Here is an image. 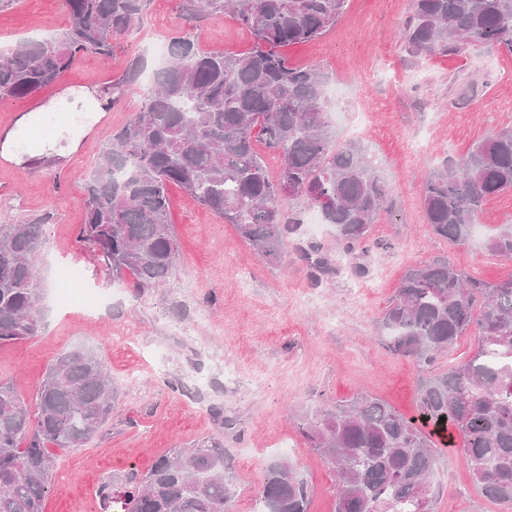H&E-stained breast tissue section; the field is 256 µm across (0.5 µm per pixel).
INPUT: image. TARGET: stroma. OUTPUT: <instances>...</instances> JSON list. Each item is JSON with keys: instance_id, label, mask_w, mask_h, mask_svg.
Returning a JSON list of instances; mask_svg holds the SVG:
<instances>
[{"instance_id": "obj_1", "label": "stroma", "mask_w": 512, "mask_h": 512, "mask_svg": "<svg viewBox=\"0 0 512 512\" xmlns=\"http://www.w3.org/2000/svg\"><path fill=\"white\" fill-rule=\"evenodd\" d=\"M182 0H152L140 28L121 40L111 59L85 53L41 102L68 88L100 94L140 57L151 74L156 42L196 30L202 49L240 53L250 35L233 16L193 28ZM410 0H348L322 38L288 47L292 64L315 65L327 76L325 98L338 134L366 149L390 194V212L372 229L379 249L364 259L381 285L353 295L346 274L314 285L293 245L280 258L259 257L234 225L184 189H169L171 220L182 257L166 284L137 290L96 269L77 239L84 218L80 173L98 156L104 136L80 140L64 169L31 174L0 170V224H22L43 212L45 247L37 263L44 324L37 336L0 348V379L12 380L26 404L54 358L80 345L95 348L112 377V417L82 448H52L45 512H98L94 493L106 477L147 471L172 448L218 443L227 451L236 496L231 512H257L266 465L281 445L313 488L309 512H334L336 475L308 448L300 418L321 401L375 395L406 417L417 414L422 371L391 353L377 321L407 269L448 259L474 278L512 274V261L488 251L486 239L512 224V195L489 201L479 235L454 244L434 235L422 197L430 173L466 154L477 141L512 125V52L471 49L410 59L400 37ZM65 0H16L0 10V51L31 38L57 37L67 24ZM89 271L91 293L103 300L94 318L57 300L62 266ZM434 512H512L473 484L458 447L437 465Z\"/></svg>"}]
</instances>
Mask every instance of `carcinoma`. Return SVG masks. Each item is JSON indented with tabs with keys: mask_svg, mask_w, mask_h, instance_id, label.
Returning a JSON list of instances; mask_svg holds the SVG:
<instances>
[{
	"mask_svg": "<svg viewBox=\"0 0 512 512\" xmlns=\"http://www.w3.org/2000/svg\"><path fill=\"white\" fill-rule=\"evenodd\" d=\"M347 0H182L199 27L229 11L252 36L242 53L205 51L191 32L168 42L165 64L139 110L112 132L84 176L79 238L111 280L136 288L166 284L180 255L167 188L181 186L237 227L263 258L276 260L301 228L300 206L336 226V252L300 248L313 281L339 273L333 254L356 258L374 245L372 226L387 190L365 149L337 138L325 109L326 75L292 65L283 48L322 37ZM68 25L56 38H31L0 53V98L24 99L53 83L86 52L112 57L115 43L141 24L150 0H66ZM403 48L414 59L470 47L512 50V0H410ZM142 61L104 92L117 101L139 78ZM280 157L269 177L255 138ZM512 194V126L477 141L459 161L428 176L426 223L452 243L472 235L484 205ZM51 213L0 224V347L42 326L37 262ZM512 258V228L488 240ZM386 347L433 366L463 336L474 353L421 381L419 419L359 394L325 402L297 428L339 476L334 512H432L440 445L425 427H446L461 443L474 483L512 503V277L483 282L446 259L406 272L378 324ZM112 378L100 355L60 354L37 387L36 417L10 380L0 381V512H44L52 468L47 445L82 448L112 414ZM445 421H440V418ZM311 487L279 458L266 468L261 512H309ZM101 510L230 512L233 482L224 448L205 442L173 448L145 473L103 479Z\"/></svg>",
	"mask_w": 512,
	"mask_h": 512,
	"instance_id": "obj_1",
	"label": "carcinoma"
}]
</instances>
